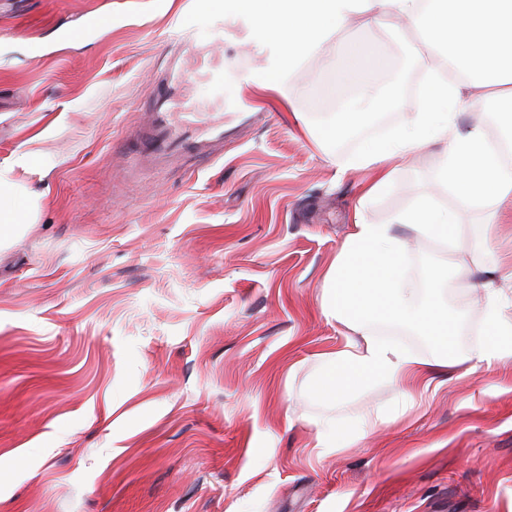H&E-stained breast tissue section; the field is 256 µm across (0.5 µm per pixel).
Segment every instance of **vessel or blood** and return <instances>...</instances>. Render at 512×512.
Returning <instances> with one entry per match:
<instances>
[{
  "instance_id": "b4317fda",
  "label": "vessel or blood",
  "mask_w": 512,
  "mask_h": 512,
  "mask_svg": "<svg viewBox=\"0 0 512 512\" xmlns=\"http://www.w3.org/2000/svg\"><path fill=\"white\" fill-rule=\"evenodd\" d=\"M201 73L214 85L224 82L222 63L199 58L189 66L183 53L170 55L166 74L149 100L147 121L139 131L144 151L151 160L164 162L178 155L207 159L223 144V117L198 124L194 121L193 109H186L179 115L174 112L181 93Z\"/></svg>"
}]
</instances>
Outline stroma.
Here are the masks:
<instances>
[{
  "instance_id": "stroma-1",
  "label": "stroma",
  "mask_w": 512,
  "mask_h": 512,
  "mask_svg": "<svg viewBox=\"0 0 512 512\" xmlns=\"http://www.w3.org/2000/svg\"><path fill=\"white\" fill-rule=\"evenodd\" d=\"M102 24L90 30L88 16ZM285 79H269L213 0H0V161L36 147L34 224L0 251V512H512V362L466 373L485 342L470 270L481 207L442 181L436 143L374 172L345 162L420 109L427 50L390 21L355 22ZM224 58V145L207 160L140 159L137 129L170 53ZM383 72L364 90L354 48ZM370 95L375 108L320 144L314 131ZM457 218L442 290L457 365L413 412L325 455L304 387L343 341L323 278L356 214L393 223L421 196ZM406 285L428 296L439 258L413 238ZM423 358V331L377 325ZM396 390L372 383L343 428Z\"/></svg>"
}]
</instances>
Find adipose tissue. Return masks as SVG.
Returning <instances> with one entry per match:
<instances>
[{
	"instance_id": "adipose-tissue-1",
	"label": "adipose tissue",
	"mask_w": 512,
	"mask_h": 512,
	"mask_svg": "<svg viewBox=\"0 0 512 512\" xmlns=\"http://www.w3.org/2000/svg\"><path fill=\"white\" fill-rule=\"evenodd\" d=\"M224 14L242 24L264 54L285 93L283 76L325 43L338 37L350 16L370 21L401 19L431 51L422 106L407 125L393 130L354 161L375 170L364 198H372L395 178L397 160L431 143L445 147L443 180L463 205L480 201L486 215L472 245V264L486 272L484 326L488 338L472 355L474 366L512 360V296L495 288L494 276L512 279V261L492 249L504 205L512 206V168L505 166L481 127L459 131L460 109L494 106L505 130H512V0H225ZM38 161L34 150L16 152L0 165V247L19 235L40 206L38 195L20 180ZM451 244L456 216L421 199L394 224L357 218L325 276L322 308L346 332L345 342L321 353L310 384L318 400L336 405L352 391L381 379L400 384L429 378L448 367L447 357L424 359L376 336L375 325L395 321L422 329L450 347L454 321L438 296L419 297L404 285L405 243L396 226Z\"/></svg>"
}]
</instances>
